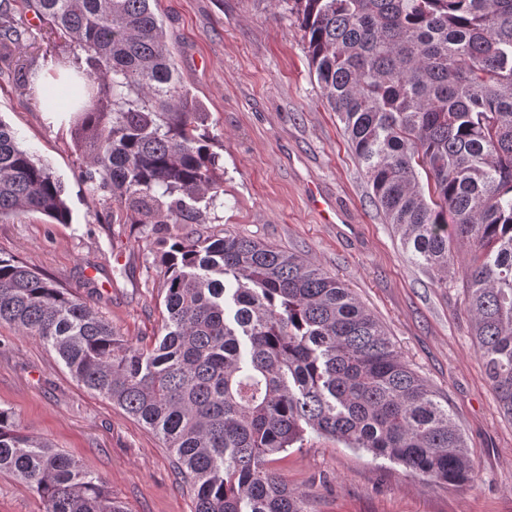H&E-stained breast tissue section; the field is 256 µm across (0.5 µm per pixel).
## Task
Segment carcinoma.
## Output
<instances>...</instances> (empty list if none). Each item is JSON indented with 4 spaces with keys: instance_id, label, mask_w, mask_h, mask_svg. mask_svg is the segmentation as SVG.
Wrapping results in <instances>:
<instances>
[{
    "instance_id": "cac0c4a2",
    "label": "carcinoma",
    "mask_w": 512,
    "mask_h": 512,
    "mask_svg": "<svg viewBox=\"0 0 512 512\" xmlns=\"http://www.w3.org/2000/svg\"><path fill=\"white\" fill-rule=\"evenodd\" d=\"M152 0H28L77 49L70 113L81 176L132 224L164 231V334L130 343L91 304L0 257V324L52 348L72 378L173 456L194 512H307L269 466L311 433L461 489L474 482L448 407L339 279L232 234L173 233L224 194L208 112L183 90ZM296 5L322 97L364 165L375 205L415 264L461 268L473 336L512 418V0H279ZM31 34L0 3V61ZM425 174L428 190L420 184ZM70 209L49 167L0 121V219ZM456 240L469 244L459 258ZM0 473L43 512H124L98 474L0 407Z\"/></svg>"
}]
</instances>
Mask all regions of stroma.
<instances>
[{
    "label": "stroma",
    "mask_w": 512,
    "mask_h": 512,
    "mask_svg": "<svg viewBox=\"0 0 512 512\" xmlns=\"http://www.w3.org/2000/svg\"><path fill=\"white\" fill-rule=\"evenodd\" d=\"M35 35L27 87L0 70V121L62 182L68 223L34 212L0 222V257H15L90 301L129 342L160 335L165 311L158 236L131 224L80 178L82 157L65 112L42 111L36 82L50 78L68 42L10 0ZM186 89L209 114L224 167V196L198 233L231 232L295 252L339 278L380 321L405 361L447 402L471 453L463 489L309 436L273 463L307 512H512V419L487 379L464 305L462 275L440 285L404 253L372 201L341 121L323 99L294 14L277 0H154ZM318 186L328 216L307 201ZM0 406L28 431L102 476L125 512H193L194 493L170 453L138 421L75 381L37 338L0 324ZM25 483L0 474V512H42Z\"/></svg>",
    "instance_id": "1"
}]
</instances>
